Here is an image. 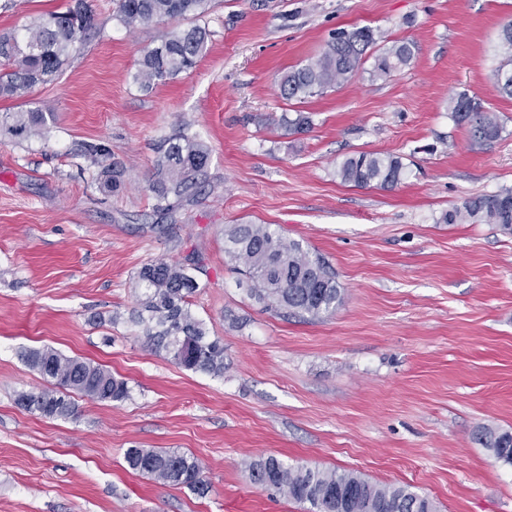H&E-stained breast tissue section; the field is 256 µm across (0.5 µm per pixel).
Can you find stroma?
<instances>
[{
	"label": "stroma",
	"instance_id": "obj_1",
	"mask_svg": "<svg viewBox=\"0 0 512 512\" xmlns=\"http://www.w3.org/2000/svg\"><path fill=\"white\" fill-rule=\"evenodd\" d=\"M65 0H0V34ZM97 32L63 73L1 112L52 115L47 138L0 136V512H305L253 484L247 461L351 470L410 486L439 512H512V465L476 439L512 433V232L447 224L471 198L512 189V97L494 71L512 0H216L193 70L152 90L140 51L173 21L130 30L94 0ZM370 28L380 54L414 43L409 65L301 101L282 75L332 32ZM480 99L503 127L477 142L448 103ZM304 114L310 129L274 120ZM210 151L205 186L173 213L147 191L157 148L182 126ZM86 142L124 168L102 191ZM401 158L392 190L342 183L361 153ZM228 224H269L322 256L341 302L319 319L266 309L224 253ZM195 256L193 315L224 344V374L153 353L133 322L136 276ZM52 348L102 366L129 396H76L53 419L17 406L48 382L21 357ZM194 456L207 495L128 468L125 451Z\"/></svg>",
	"mask_w": 512,
	"mask_h": 512
}]
</instances>
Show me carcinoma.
<instances>
[{"label":"carcinoma","instance_id":"carcinoma-1","mask_svg":"<svg viewBox=\"0 0 512 512\" xmlns=\"http://www.w3.org/2000/svg\"><path fill=\"white\" fill-rule=\"evenodd\" d=\"M212 0H117L115 18L125 27L167 20H187L190 26L165 37L161 44L141 51L134 80L149 90L193 69L206 50L210 31L198 24ZM97 28L91 0H69L42 22L26 29L24 35L0 34V97L21 98L33 87L58 77L68 65L76 44ZM376 43L368 28L339 31L314 60L286 74L280 94L286 100L305 99L352 79L361 69L368 49ZM414 45L396 43L376 56L373 72L388 77L410 64ZM500 92L512 96V57L495 71ZM452 117L470 126L481 142H492L502 126L480 100L461 93L450 101ZM311 126L309 117L299 113L282 119L287 133H300ZM50 129L45 112L30 108L0 114V132L13 137H43ZM82 154L96 166L94 181L108 191L121 186L124 169L112 161L102 143L88 142ZM147 189L166 202L172 212L206 181L210 153L195 134L185 131L166 139L160 146ZM342 182L357 187L376 185L393 189L407 177L401 158L390 154L360 153L345 158L337 167ZM447 224L483 221L512 231V190L481 195L464 207L448 212ZM224 253L250 281V295L279 309L318 319L331 313L341 302L335 273L323 258L312 255L296 240L283 237L269 224H230L224 229ZM187 263L157 259L139 271L142 311L134 317L148 345L157 354L171 356L185 369L212 376L224 375V345L210 339L204 323L189 308V297L200 285ZM23 359L41 375L53 380V387L21 392L16 404L31 413L68 419L76 414L74 394L101 402H121L128 397L127 383L99 365L64 356L52 348L26 351ZM478 441L496 457L512 464V434L484 429ZM125 460L130 469L172 485H182L199 495L209 492L198 461L178 451L129 448ZM251 480L274 493L309 504L312 512H438L430 498L407 485L373 484L353 471L286 465L275 456L248 464Z\"/></svg>","mask_w":512,"mask_h":512}]
</instances>
